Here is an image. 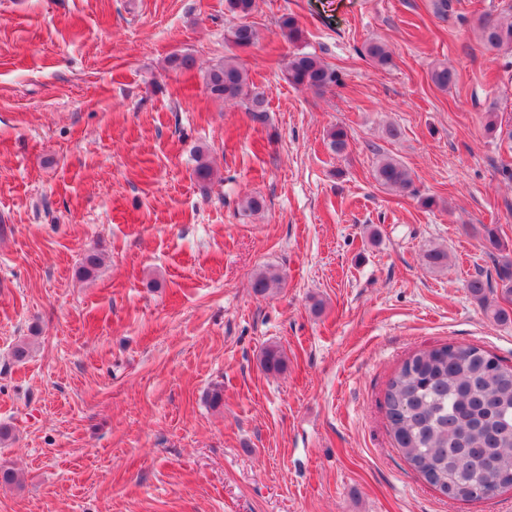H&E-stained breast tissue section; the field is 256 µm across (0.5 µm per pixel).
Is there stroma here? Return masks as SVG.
I'll return each mask as SVG.
<instances>
[{"mask_svg":"<svg viewBox=\"0 0 512 512\" xmlns=\"http://www.w3.org/2000/svg\"><path fill=\"white\" fill-rule=\"evenodd\" d=\"M434 2L258 0L241 56L266 99L253 123L204 86L229 52L225 0H0V466L19 477L0 483V512H512V490L440 495L384 409L419 351L512 364V296L484 240L492 227L512 245V141L484 129L491 112L512 122V51L478 37L512 0ZM372 42L390 66L364 57ZM294 51L339 85L288 84ZM174 52L195 68L167 69ZM387 156L412 192L376 181ZM429 246L447 269L423 263ZM267 268L281 282L255 296ZM477 275L510 321L469 293ZM270 345L287 359L276 375L260 366Z\"/></svg>","mask_w":512,"mask_h":512,"instance_id":"obj_1","label":"stroma"}]
</instances>
